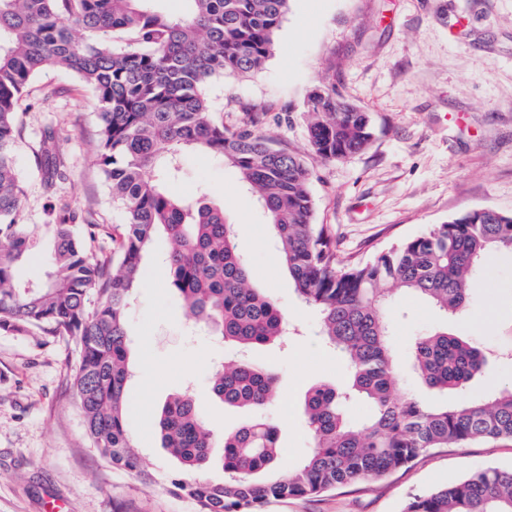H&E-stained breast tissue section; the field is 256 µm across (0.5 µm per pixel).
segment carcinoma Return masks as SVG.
Masks as SVG:
<instances>
[{
	"instance_id": "carcinoma-1",
	"label": "carcinoma",
	"mask_w": 512,
	"mask_h": 512,
	"mask_svg": "<svg viewBox=\"0 0 512 512\" xmlns=\"http://www.w3.org/2000/svg\"><path fill=\"white\" fill-rule=\"evenodd\" d=\"M156 2L0 0V330L72 338V396L91 447L142 484L155 482L127 428V314L143 254L156 238L169 244L170 288L190 317L242 350L287 335L285 313L250 285L236 225L224 208L204 196L184 202L165 192L163 182L177 175L186 148L222 159L255 193L297 296L317 313L320 336L346 361L350 382L306 392L311 448L285 473L276 471L279 429L271 422L254 418L224 433L221 483L198 476L211 462L213 432L189 396L173 397L157 428L162 448L177 463L167 477L172 493L192 500L199 512H265L273 500L380 479L433 448L512 441V386L469 395L490 353L467 337L446 331L419 336L407 361L421 385L453 393L454 403L432 404L414 392L396 397L400 364L387 312L400 291L444 315L466 313L474 273L493 250L512 249V213L465 211L369 260H340L328 227L314 223L307 163L264 130L269 109L244 104L241 120L226 126L214 118L204 93L215 76L263 68L290 0H187L186 20ZM116 32L126 44L115 43ZM50 67L77 75L97 100V159L125 223L113 239L112 270L91 253L98 225L79 223L66 208L51 210L44 228L53 275L45 286L22 287L16 269L33 260L34 238L21 220L17 107L31 79ZM305 107L311 150L324 161L348 158L372 138L369 114L347 104L334 87L316 86ZM42 154L50 178L60 165L54 143L44 142ZM212 388L229 408L257 410L275 400L277 378L239 358L225 364ZM359 402L371 407L363 421L347 414ZM404 512H512V469L475 470L411 497Z\"/></svg>"
}]
</instances>
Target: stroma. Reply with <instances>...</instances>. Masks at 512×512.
Instances as JSON below:
<instances>
[{
	"label": "stroma",
	"instance_id": "stroma-1",
	"mask_svg": "<svg viewBox=\"0 0 512 512\" xmlns=\"http://www.w3.org/2000/svg\"><path fill=\"white\" fill-rule=\"evenodd\" d=\"M320 83L370 115L373 136L363 152L330 162L313 155L304 100ZM206 96L228 125L243 103L282 115L268 132L305 157L316 221L328 225L343 260L371 259L465 211L512 212V0H291L264 67L212 78ZM18 110L24 223L39 227L49 205H69L98 224L94 255H111L112 228L123 213L96 161L93 94L73 73L54 67L31 81ZM48 136L63 160L49 183L40 153ZM166 190L223 206L249 258L252 286L272 296L288 318V347L249 353L279 378L276 402L259 415L278 426V468L288 471L311 446L301 410L305 391L345 381V364L319 336L316 312L295 293L268 220L233 167L184 152ZM167 250L160 237L144 256L129 313L127 427L157 484L144 486L90 447L70 390L76 365L70 337L0 331V512H47L55 501L60 512H196L167 488L175 463L156 436L162 406L188 393L219 437L251 414L225 407L213 394L215 374L238 350L186 316L169 286ZM389 313L399 361H406L415 337L445 326L492 352L472 395L512 383V250L487 258L467 314L445 319L408 293L395 296ZM489 465L512 468V443L434 449L385 478L275 501L266 512H402L410 496Z\"/></svg>",
	"mask_w": 512,
	"mask_h": 512
}]
</instances>
